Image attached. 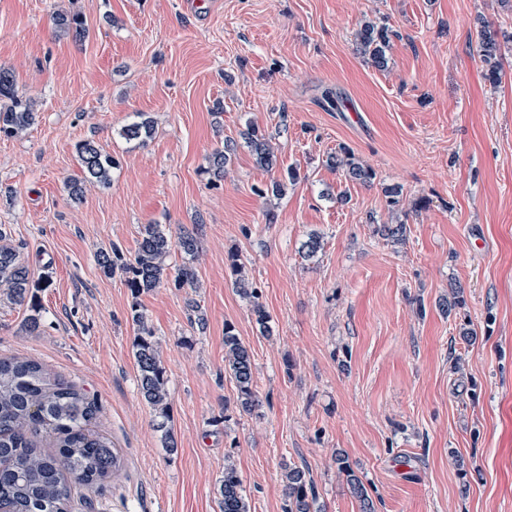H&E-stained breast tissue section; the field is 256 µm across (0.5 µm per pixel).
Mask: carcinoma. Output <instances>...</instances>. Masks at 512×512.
Returning <instances> with one entry per match:
<instances>
[{"instance_id": "cac0c4a2", "label": "carcinoma", "mask_w": 512, "mask_h": 512, "mask_svg": "<svg viewBox=\"0 0 512 512\" xmlns=\"http://www.w3.org/2000/svg\"><path fill=\"white\" fill-rule=\"evenodd\" d=\"M55 28L75 39L86 37L83 17L78 13L56 10L52 14ZM393 30L372 21L364 22L356 31V47L376 69L387 68L386 55ZM512 36L481 26L480 44L487 79L499 82V58L502 43ZM38 112L31 98L19 93L14 72L0 66V135L18 136L37 121ZM154 121L144 117L123 126L119 135L128 142L144 145L153 137ZM240 136L253 152L257 164L272 170L278 156L271 139L258 127L249 124ZM237 143L224 140L208 160L204 173L210 183L224 179ZM76 153L82 176L66 184L68 196L83 198L90 186L111 184L116 160L103 151L93 139L77 144ZM331 165L343 171L346 179L369 183L374 171L358 162L352 152L342 147L330 156ZM375 232L386 239L402 241L406 237L404 224H379ZM179 251L182 263L175 268L177 288L198 290L202 284L194 261L201 251L197 232L185 230L172 238L163 224H145L132 256L117 246L97 253V264L106 276L120 273L132 297L131 319L136 326L133 355L137 366L139 393L154 412V430L160 433L162 446L172 452L176 441L170 427L171 397L167 370L159 343L148 319L141 309L140 297L168 279V260ZM230 268L237 291L246 297L264 336L270 335L269 316L261 301V291L250 279L238 255H229ZM49 280L37 283L14 244L10 231L0 224V299L26 308L29 314L23 327L29 333L40 327V307L35 289L47 288ZM254 362L250 350L243 344L230 324L224 326V372L235 383L237 404L244 412L252 411L259 403L254 388ZM100 407L95 397L82 392L52 374L43 364L32 359L0 357V512H73L76 489H92L120 477L121 457L111 440L97 430ZM336 464L346 477L350 493L358 498L363 512H372L373 504L360 478L341 456ZM285 512H311L316 496L306 470L284 465L282 473ZM220 512H251L243 492L239 471L231 459L224 462V476L217 489Z\"/></svg>"}]
</instances>
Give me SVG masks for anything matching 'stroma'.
<instances>
[{
    "mask_svg": "<svg viewBox=\"0 0 512 512\" xmlns=\"http://www.w3.org/2000/svg\"><path fill=\"white\" fill-rule=\"evenodd\" d=\"M58 9L83 16V41L56 32ZM365 21L395 32L385 70L356 49ZM483 22L511 34L512 5L0 0V66L38 112L23 135L0 137V189L13 197L0 223L34 281L51 282L37 334L21 329L25 309L0 303V357L37 360L96 397L123 461L75 512H220L228 457L252 512H284L288 464L307 466L312 512H362L340 454L375 512H512V43L490 84ZM144 115L147 144L119 137ZM250 123L271 135L280 168L242 144L210 186L209 156ZM88 138L119 165L75 203L65 184ZM342 147L372 183L330 166ZM275 179L284 196H258ZM378 223L405 224V239L376 235ZM145 224L198 228L202 247L198 293L168 283L141 298L168 374L172 452L138 390L130 293L96 262L114 243L133 254ZM314 232L323 248L308 259ZM233 252L270 335L234 286ZM455 287L462 307L442 310ZM192 295L205 329L189 319ZM228 323L253 354L249 413L224 372ZM336 464L338 465L340 472L346 477V484L350 493L360 500L363 512H372L373 504L370 501L366 488L360 478L355 474L350 466L347 465L344 457L337 456Z\"/></svg>",
    "mask_w": 512,
    "mask_h": 512,
    "instance_id": "stroma-1",
    "label": "stroma"
}]
</instances>
